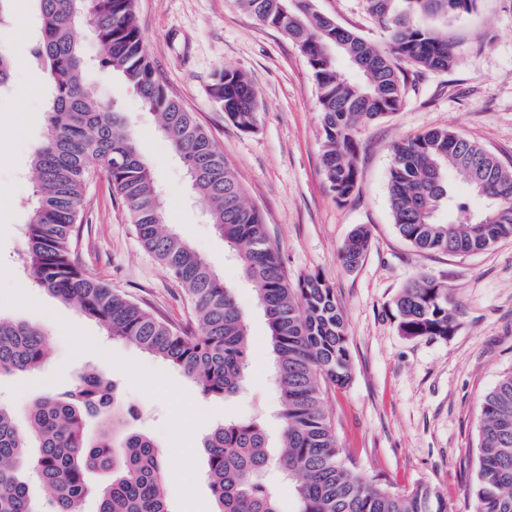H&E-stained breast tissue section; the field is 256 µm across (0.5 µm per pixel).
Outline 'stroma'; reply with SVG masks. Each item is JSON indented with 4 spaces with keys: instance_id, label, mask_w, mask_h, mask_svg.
<instances>
[{
    "instance_id": "1",
    "label": "stroma",
    "mask_w": 512,
    "mask_h": 512,
    "mask_svg": "<svg viewBox=\"0 0 512 512\" xmlns=\"http://www.w3.org/2000/svg\"><path fill=\"white\" fill-rule=\"evenodd\" d=\"M315 8L369 42L387 41L367 0H315ZM135 11L154 68L222 149L246 200L261 212L289 280L321 273L342 306L350 380L326 392L339 448L357 472L381 475L394 492L428 484L444 497L448 512H472L467 490L478 467L480 401L512 367V238L465 256L417 250L395 230L388 179L394 144L433 128L462 133L512 161V0H477L470 12L432 20L453 45L455 64L445 72L404 66L400 109L358 128L359 180L343 201L323 175L316 84L286 37L233 0H135ZM37 35L31 0H17L0 16V44L17 61L12 90L0 95V314L43 327L49 357L37 371L1 377L0 405L12 409L23 428L37 396L67 389L82 371L103 372L117 385L122 405L140 408L143 417L134 427L156 440L169 471L193 483L189 497L181 485L169 484V512H214L204 436L223 420L257 418L271 444L280 437L273 417L277 387L254 285L229 257L154 116L115 77L102 80L99 95L116 103L134 129L162 188L168 224L234 288L247 317L253 343L242 391L227 402L204 397L169 365L110 339L95 319L23 272L20 226L33 192L27 171L46 129L44 79L26 62ZM224 67L241 70L256 93L251 131L227 121L209 95L215 72ZM361 224L370 231V246L348 269L339 254ZM77 261L162 320L181 325L193 317L183 290L142 248L125 205L101 175L87 187ZM418 277L448 290L454 305L448 338L411 339L398 330L393 301ZM156 381L163 389H153Z\"/></svg>"
}]
</instances>
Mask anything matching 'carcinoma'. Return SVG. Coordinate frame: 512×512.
<instances>
[{"label": "carcinoma", "instance_id": "cac0c4a2", "mask_svg": "<svg viewBox=\"0 0 512 512\" xmlns=\"http://www.w3.org/2000/svg\"><path fill=\"white\" fill-rule=\"evenodd\" d=\"M469 11L477 0H407L405 16L389 14L390 0H369L388 32L376 46L320 14L314 0H236L240 10L286 36L305 57L322 114L323 173L336 199L353 193L358 179V126L383 119L402 105L405 63L446 72L452 47L427 18ZM39 34L30 62L45 74L46 133L30 163L34 182L21 233L24 271L60 300L97 320L107 336L136 344L181 371L206 397L229 399L243 388L250 343L234 289L179 234L166 227L162 192L143 159L135 132L113 103L99 98L91 76L116 74L141 97L184 165L209 222L224 238L255 285L273 355L280 443L272 449L254 420L225 421L203 440L207 479L217 512H279L267 474L291 484L295 512H447L440 493L420 485L390 491L375 475L354 473L338 448L325 408L327 386L350 379L343 310L318 273L288 281L266 225L248 205L224 153L181 101L170 96L144 46L135 0H33ZM89 37L96 52L86 48ZM15 60L0 44V93L10 90ZM237 128L250 131L256 95L239 70L223 68L209 88ZM453 173L464 192L448 180ZM106 177L125 203L142 247L170 273L192 304L197 322L177 328L88 277L74 262L77 227L89 181ZM389 202L397 233L416 249L462 255L483 252L512 237V163L448 128L397 142L389 172ZM484 207L456 224L441 210ZM355 229L340 252L345 267L359 265L369 245ZM399 332L409 338H445L453 323L447 289L417 279L394 300ZM43 330L0 316V377L23 375L44 364ZM102 373L79 374L69 389L42 394L27 411L28 434L0 406V512H36L29 485L34 472L50 492V512H80L91 493L88 475L105 474L98 512H168V468L163 450L145 433L123 428L125 416ZM98 435L85 434L89 417ZM468 493L473 512H512V370L481 400L478 468Z\"/></svg>", "mask_w": 512, "mask_h": 512}]
</instances>
